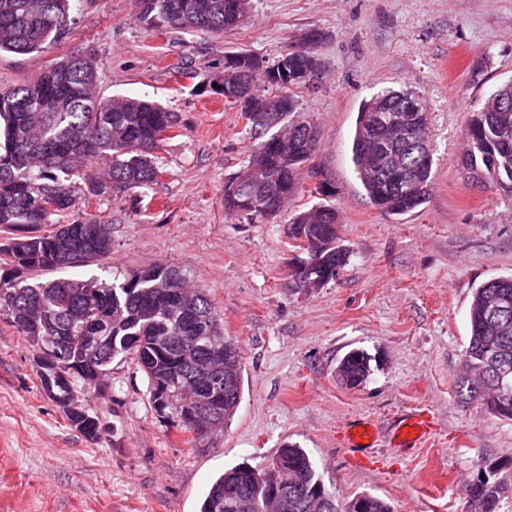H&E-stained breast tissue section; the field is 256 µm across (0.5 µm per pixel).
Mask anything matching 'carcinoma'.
<instances>
[{"label": "carcinoma", "mask_w": 512, "mask_h": 512, "mask_svg": "<svg viewBox=\"0 0 512 512\" xmlns=\"http://www.w3.org/2000/svg\"><path fill=\"white\" fill-rule=\"evenodd\" d=\"M78 0H0V54L41 53L58 44L70 32ZM141 18L176 29L202 30L221 35L240 26L248 0H140ZM314 54L313 45L288 52V71L299 70ZM235 56L251 72L254 92L262 97L264 84L288 98V111L274 116L273 126L246 127L257 141L256 166L268 169L272 195L268 204L276 216L301 185V170L309 158H282L283 149L270 142L277 132L294 123L297 102L290 88L272 79L278 63L260 68L248 51ZM99 61L91 55H67L50 65L35 81L19 80L0 87V271L20 268L26 279L8 288V302L17 312L12 326L36 346V337L82 336L83 324L96 312L109 311L112 323L101 327L112 337L110 358H129L146 375L152 401L158 396L155 382L178 378L194 384L209 380L224 392L219 413L223 426L237 411L242 392V363L238 345L224 335L218 313L200 288L181 282L175 266L157 263L107 282L39 276L56 269L88 266L112 254L111 225L88 213L75 211L74 185L84 181L91 196L110 191L149 189L160 170L152 152L167 131L176 129L173 114L162 105L139 97L104 98ZM405 89H391L364 101L359 108L352 142V162L370 202L396 215L410 213L428 198L419 182L431 184L433 165H418L415 153L398 146V167L370 169L377 165L368 150V139L380 127L381 116L400 118L406 125L418 123L408 111ZM467 137L473 152L471 165L487 174V180L512 198V151L501 152V140L512 142V82L499 87L472 112ZM97 163L96 176L84 167ZM246 189L224 190V209L229 213L258 217L245 203ZM310 208L288 224L287 237L300 242L307 258L295 287L314 288L316 278H336L349 257L336 251V232L315 219ZM499 300L511 310L492 314ZM39 311L45 324L38 330L24 327L23 318ZM470 337L464 352V371L458 380L460 396L476 401L490 413L512 421V276L493 278L474 292L469 309ZM198 343L218 346L207 359H195L192 346L178 344L166 353L167 336L185 331ZM370 358L361 350L348 352L337 366V377L356 387L370 376ZM504 488L486 479L473 484L469 493L478 512H497ZM251 499L254 512H393L385 500L363 494L340 507L336 494L324 483L307 453L294 446L280 449L274 461L262 468L248 465L224 471L209 487L200 512H236L234 501Z\"/></svg>", "instance_id": "1"}]
</instances>
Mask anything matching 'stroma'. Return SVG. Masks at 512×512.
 Instances as JSON below:
<instances>
[{
    "label": "stroma",
    "instance_id": "35a3bbf8",
    "mask_svg": "<svg viewBox=\"0 0 512 512\" xmlns=\"http://www.w3.org/2000/svg\"><path fill=\"white\" fill-rule=\"evenodd\" d=\"M139 15V0H82L60 45L0 55V82L85 53L102 65L104 95L173 113L149 193L90 200L112 227L111 256L61 275L179 267L241 350V401L192 447L155 412L144 373L118 359L109 394L86 393L100 420L92 442L43 393L24 336L0 321V512H199L225 469L265 465L287 445L308 454L342 504L370 494L393 512H471L469 485L511 483L512 421L464 403L457 378L475 289L512 274V198L460 165L471 110L512 81V0H251L245 23L220 37L155 29ZM312 33L319 70L294 94L320 130L311 165L335 192L311 195L305 176L275 218L227 213L224 187L257 148L224 101V56L245 49L268 66ZM399 86L425 98L434 149L429 199L405 215L370 203L351 160L360 104ZM318 203L338 213L350 261L323 287L300 290L290 271L307 254L285 227ZM354 349L368 354L371 375L348 388L336 368ZM422 410L431 435L399 445L404 415ZM358 420L379 432L364 456L344 440Z\"/></svg>",
    "mask_w": 512,
    "mask_h": 512
}]
</instances>
